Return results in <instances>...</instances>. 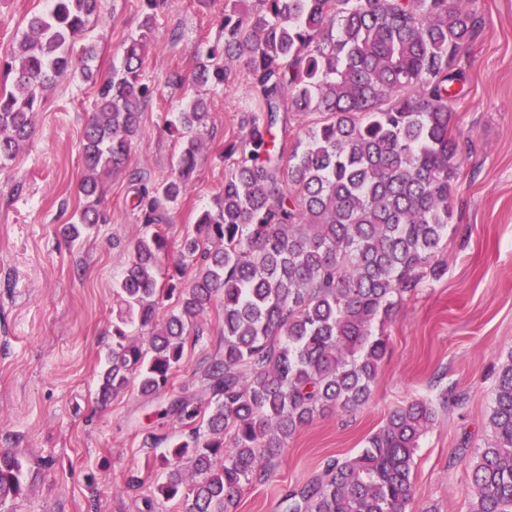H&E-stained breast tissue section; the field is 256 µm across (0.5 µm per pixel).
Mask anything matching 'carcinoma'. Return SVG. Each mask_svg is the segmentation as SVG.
Wrapping results in <instances>:
<instances>
[{
	"instance_id": "cac0c4a2",
	"label": "carcinoma",
	"mask_w": 512,
	"mask_h": 512,
	"mask_svg": "<svg viewBox=\"0 0 512 512\" xmlns=\"http://www.w3.org/2000/svg\"><path fill=\"white\" fill-rule=\"evenodd\" d=\"M140 0V33L120 68L95 93L82 133L85 206L67 232L104 221V175L126 171L154 90L142 78L157 10ZM476 0H225L224 38L197 53L195 80L227 84L244 63L249 105L242 136L213 207L178 244L180 262L159 285L167 238L159 225L186 194L207 127V101L191 98L169 121L182 145L172 173L134 175L132 209L144 231L115 284L123 309L99 379L107 402L135 380L144 395L164 390L198 319L224 308V347L204 369L209 398L168 404L183 436L146 437L162 469L145 512L181 500L186 512H234L243 488L268 476L288 439L326 410L351 411L372 393L388 348L392 310L421 283L443 275L454 196L463 164L456 145L458 98L480 16ZM100 0H50L32 14L0 59V169L32 132L46 92L94 49L77 47ZM323 121L291 150L276 129L289 117ZM196 267L187 285L185 265ZM176 299L164 319L158 307ZM146 335L138 343L132 329ZM429 401L392 410L355 456L328 460L283 497V512H408L418 442L431 426ZM491 438L471 465L467 512H512V355L492 394ZM31 460L0 451V503L20 496Z\"/></svg>"
}]
</instances>
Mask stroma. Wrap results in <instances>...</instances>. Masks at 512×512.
<instances>
[{
  "label": "stroma",
  "instance_id": "stroma-1",
  "mask_svg": "<svg viewBox=\"0 0 512 512\" xmlns=\"http://www.w3.org/2000/svg\"><path fill=\"white\" fill-rule=\"evenodd\" d=\"M47 5L0 0V56L26 19ZM477 9L482 26L466 61L463 93L453 103L466 162L445 271L394 310L370 401L351 412H324L300 428L273 460L271 478L244 487L236 512H280L284 487L306 482L327 458L356 455L394 408L417 399L437 410L415 455L412 512H467L470 464L490 434L493 389L512 357V0H477ZM223 13L224 0H172L155 20L143 65L155 93L130 170L152 182L169 176L181 146L166 128L172 112L192 97L204 98L210 112L193 182L162 226L171 244L166 268L178 262L179 241L224 182V142L240 135L241 63H232L226 85L194 79L196 53L219 39ZM141 22L139 0H101L98 19L82 37L95 52L90 74L76 71L57 81L31 139L0 171V448L52 461L22 497L0 503V512H141L159 475L148 462L145 436L181 434L165 410L182 389L208 395L202 370L222 340L218 303L200 320L203 335L186 346L165 392L146 396L132 385L99 403V373L120 311L114 282L141 230L129 205L127 172L104 180L100 207L107 223L77 241L64 231L84 205L80 140L97 86L120 64L122 45ZM174 70L184 77L182 87L166 83ZM446 387L463 393L464 403L438 406ZM133 471L144 484L123 491Z\"/></svg>",
  "mask_w": 512,
  "mask_h": 512
}]
</instances>
